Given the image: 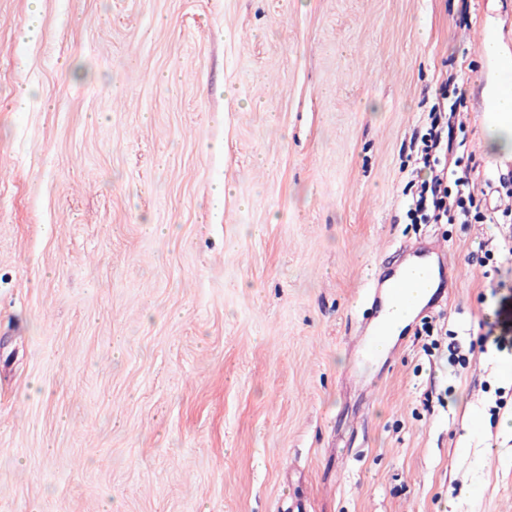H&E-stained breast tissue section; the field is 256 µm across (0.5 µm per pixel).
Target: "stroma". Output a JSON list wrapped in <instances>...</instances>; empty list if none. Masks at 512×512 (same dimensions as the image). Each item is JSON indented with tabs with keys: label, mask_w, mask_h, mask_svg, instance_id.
<instances>
[{
	"label": "stroma",
	"mask_w": 512,
	"mask_h": 512,
	"mask_svg": "<svg viewBox=\"0 0 512 512\" xmlns=\"http://www.w3.org/2000/svg\"><path fill=\"white\" fill-rule=\"evenodd\" d=\"M484 31L512 0H0V512H512V226L404 195L452 71L512 168ZM423 237L434 334L364 363ZM406 251H409V256L415 258L430 259L431 263L427 266L429 272V283L426 287L427 291L420 301H416L412 295L405 292L404 285L406 281L403 278H400L394 284V282L399 278L400 274L389 285H386L387 279L393 274L388 277L378 276L368 286L367 296L372 299V304H375V308L378 309L379 312H381L384 308L383 303L385 304L386 302L387 293L390 288L391 293L397 297L399 305H406L413 312H416L432 294L433 290L435 289L436 281H438L436 288H439V285L444 278L447 255L438 242L431 241L423 246L409 247L406 248ZM393 284L394 286L392 287Z\"/></svg>",
	"instance_id": "stroma-1"
}]
</instances>
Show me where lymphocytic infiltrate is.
<instances>
[{
  "label": "lymphocytic infiltrate",
  "mask_w": 512,
  "mask_h": 512,
  "mask_svg": "<svg viewBox=\"0 0 512 512\" xmlns=\"http://www.w3.org/2000/svg\"><path fill=\"white\" fill-rule=\"evenodd\" d=\"M458 79L452 72L443 81L442 90L452 91L454 100L446 107L434 104L428 126L417 137L419 163L440 167L441 174L412 190L407 216L414 224H511V213H497L488 203L493 194H512V171L481 181L457 173L463 142L455 132L453 118L457 107L464 104L463 92L455 87Z\"/></svg>",
  "instance_id": "lymphocytic-infiltrate-1"
}]
</instances>
